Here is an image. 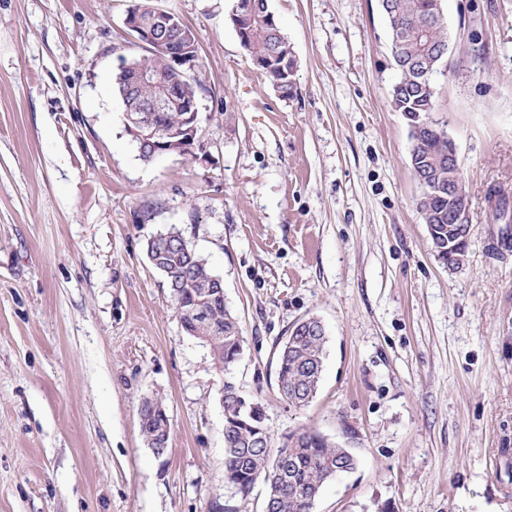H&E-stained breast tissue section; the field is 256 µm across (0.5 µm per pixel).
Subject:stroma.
<instances>
[{
	"instance_id": "1",
	"label": "stroma",
	"mask_w": 512,
	"mask_h": 512,
	"mask_svg": "<svg viewBox=\"0 0 512 512\" xmlns=\"http://www.w3.org/2000/svg\"><path fill=\"white\" fill-rule=\"evenodd\" d=\"M133 0H0V512H262L224 486L221 391L275 437L305 428L356 469L313 512H512V0H442L452 55L434 119L458 148L465 263L437 258L378 0H268L296 59L282 96L236 0H158L194 29L201 130L141 159L112 82ZM176 228L237 315L230 369L189 336L145 251ZM326 329L303 409L277 386L290 326ZM172 428L143 440L144 397ZM140 425L143 439L154 454H164L168 447L153 448L168 443L171 431L170 418L165 404L158 397L150 396L143 399L139 408Z\"/></svg>"
}]
</instances>
